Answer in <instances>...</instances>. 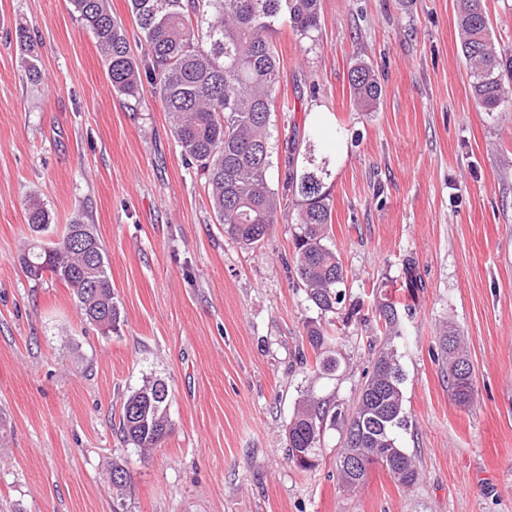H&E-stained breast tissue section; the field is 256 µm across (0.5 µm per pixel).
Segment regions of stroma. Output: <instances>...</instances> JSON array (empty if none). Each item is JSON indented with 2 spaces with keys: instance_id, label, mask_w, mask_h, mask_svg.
Wrapping results in <instances>:
<instances>
[{
  "instance_id": "1",
  "label": "stroma",
  "mask_w": 512,
  "mask_h": 512,
  "mask_svg": "<svg viewBox=\"0 0 512 512\" xmlns=\"http://www.w3.org/2000/svg\"><path fill=\"white\" fill-rule=\"evenodd\" d=\"M457 0H321L317 43L273 36L291 112L272 115L273 172L291 148L329 163L335 249L348 304L410 305L385 342L350 324L330 342L332 376L300 364L317 311L296 286L297 230L280 218L252 249L218 224L159 101L116 95L93 34L69 0H0V512H112L113 463L131 475L125 512H512V112L475 103L459 51ZM42 44L31 84L8 31ZM366 61L383 96L349 95ZM37 197L47 240L82 216L105 246L121 321L85 324L70 291L29 280L18 261ZM455 324L475 369L456 405L432 352ZM406 374L422 479L407 491L373 466L339 488L338 430L316 468L289 462L287 428L305 394L351 404L383 344ZM146 378L171 394L169 433L141 456L118 436L124 400Z\"/></svg>"
}]
</instances>
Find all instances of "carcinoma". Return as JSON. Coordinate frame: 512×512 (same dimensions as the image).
Masks as SVG:
<instances>
[{
    "instance_id": "obj_1",
    "label": "carcinoma",
    "mask_w": 512,
    "mask_h": 512,
    "mask_svg": "<svg viewBox=\"0 0 512 512\" xmlns=\"http://www.w3.org/2000/svg\"><path fill=\"white\" fill-rule=\"evenodd\" d=\"M73 12L96 38L113 91L135 103L145 87L157 96L186 161L205 178L209 200L227 234L249 248L259 244L281 216L295 210L299 232L293 249L296 276L307 301L323 315H336L346 302L348 276L336 251L326 245L332 200L325 187L326 163L306 157L297 167L288 157L281 188L269 181L272 113L277 111L280 58L273 34L288 24L300 39L316 41L321 25L320 0H129L131 14L146 44L144 58L132 52L123 24L112 16L109 0H70ZM460 51L470 70L477 105L494 117L512 110V49L491 33L484 0H459ZM27 78L38 83L41 43L28 26L14 30ZM348 83L354 104L370 111L383 88L364 61L352 65ZM25 221L35 237L19 262L28 279L48 275L72 291L83 320L102 334L116 329L120 307L112 288L103 244L93 225L76 218L61 237L45 243L51 216L29 200ZM410 309L394 301L375 309L379 332L400 335ZM315 353L314 371L329 375L339 361L324 354L331 336L317 324L305 327ZM444 369L448 393L460 406L475 395L474 369L457 330L447 327L433 353ZM404 370L392 351H382L366 374L352 405L345 407L313 395L300 401L288 424V461L301 470L317 466L318 447L327 426H339L341 448L336 474L341 487L354 492L367 480L372 465L382 466L402 488L410 490L421 473L414 453L398 446L408 428L403 403ZM170 392L161 379L146 380L123 403L122 441L145 454L160 447L169 432ZM114 512L123 508L127 469L112 465Z\"/></svg>"
}]
</instances>
